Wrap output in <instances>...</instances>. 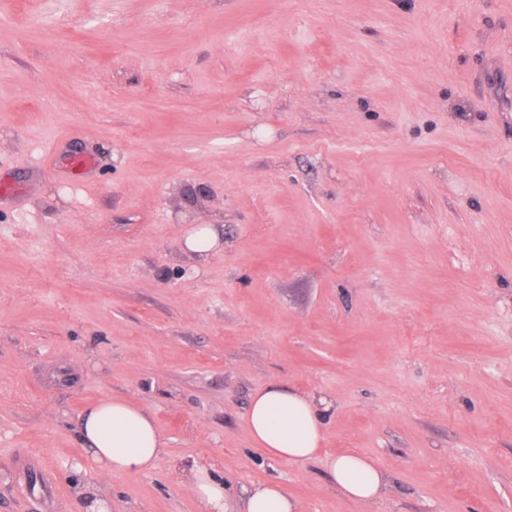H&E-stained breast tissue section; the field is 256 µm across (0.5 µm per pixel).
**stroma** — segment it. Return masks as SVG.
<instances>
[{"mask_svg":"<svg viewBox=\"0 0 512 512\" xmlns=\"http://www.w3.org/2000/svg\"><path fill=\"white\" fill-rule=\"evenodd\" d=\"M272 385L331 401L319 457L255 447ZM110 397L165 440L112 512H197L200 461L233 502L512 512V0H0V512H83ZM184 242L188 251L204 256L218 244V236L210 224H207L190 230ZM331 485L345 497L375 504L382 496L384 477L375 460L357 453H343L329 459Z\"/></svg>","mask_w":512,"mask_h":512,"instance_id":"obj_1","label":"stroma"}]
</instances>
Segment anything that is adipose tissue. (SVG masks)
I'll return each mask as SVG.
<instances>
[{
    "instance_id": "adipose-tissue-1",
    "label": "adipose tissue",
    "mask_w": 512,
    "mask_h": 512,
    "mask_svg": "<svg viewBox=\"0 0 512 512\" xmlns=\"http://www.w3.org/2000/svg\"><path fill=\"white\" fill-rule=\"evenodd\" d=\"M328 400H314L307 392L273 386L252 396L246 414L254 445L273 460L288 463L313 459L322 438ZM85 452L77 464L84 481L78 495L84 512H112L111 498L97 489L100 478L116 473H145L155 468L165 446L154 418L122 398H106L85 409L80 419ZM331 485L345 497L375 504L382 496L384 477L375 460L357 453L331 457L327 464ZM188 485L198 512H231L224 477L211 465L194 464ZM297 501L278 485L255 487L238 512H298Z\"/></svg>"
}]
</instances>
